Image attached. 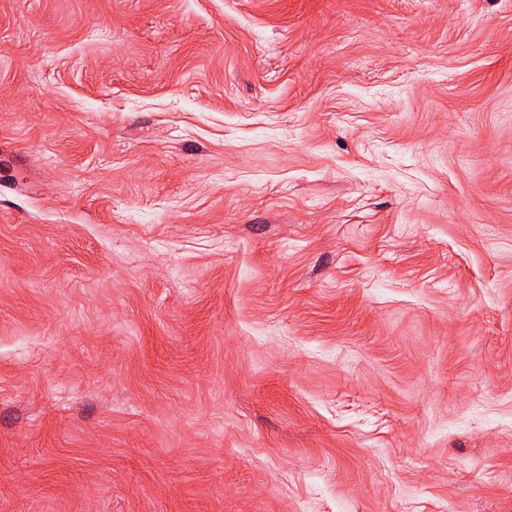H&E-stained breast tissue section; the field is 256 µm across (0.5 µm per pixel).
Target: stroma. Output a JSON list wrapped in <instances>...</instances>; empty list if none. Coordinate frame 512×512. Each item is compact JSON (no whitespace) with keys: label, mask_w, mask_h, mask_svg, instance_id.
<instances>
[{"label":"stroma","mask_w":512,"mask_h":512,"mask_svg":"<svg viewBox=\"0 0 512 512\" xmlns=\"http://www.w3.org/2000/svg\"><path fill=\"white\" fill-rule=\"evenodd\" d=\"M0 512H512V0H0Z\"/></svg>","instance_id":"35a3bbf8"}]
</instances>
